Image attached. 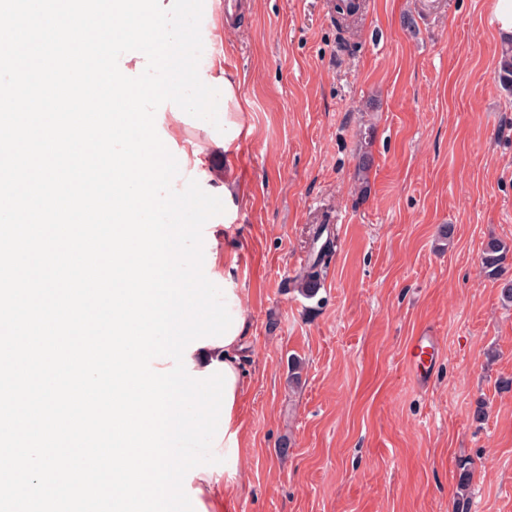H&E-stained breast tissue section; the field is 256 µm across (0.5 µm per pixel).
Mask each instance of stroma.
<instances>
[{
	"label": "stroma",
	"mask_w": 512,
	"mask_h": 512,
	"mask_svg": "<svg viewBox=\"0 0 512 512\" xmlns=\"http://www.w3.org/2000/svg\"><path fill=\"white\" fill-rule=\"evenodd\" d=\"M240 2L229 25L212 8L242 107L235 168L215 145L205 162L213 186L235 182L219 219L247 389L238 472L198 466V499L209 512H455L465 459L470 512H512V255L497 279L481 265L489 237L512 241L494 0H363L351 52L333 0ZM324 220L337 247L308 298L292 281ZM422 331L439 342L423 386L408 364Z\"/></svg>",
	"instance_id": "obj_1"
}]
</instances>
